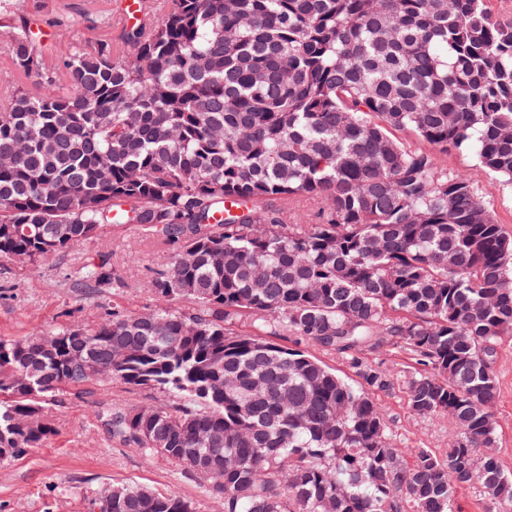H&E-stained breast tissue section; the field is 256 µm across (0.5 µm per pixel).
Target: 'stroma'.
Masks as SVG:
<instances>
[{"mask_svg":"<svg viewBox=\"0 0 512 512\" xmlns=\"http://www.w3.org/2000/svg\"><path fill=\"white\" fill-rule=\"evenodd\" d=\"M19 13L30 19L49 49L74 48L77 37L98 33L101 17H120L125 0H17ZM480 193L503 230L512 235V184L494 177L479 181ZM109 256L123 287L96 292L74 287L80 268ZM170 258L166 245L145 237L133 225L105 226L97 239L33 268L21 269L0 260V338H17L79 321L88 325L104 318L112 304L132 312L155 305L148 281ZM393 371L390 390L376 393L390 434L403 448H430L445 454L454 426L446 416L420 418L405 404V377L410 359L399 350L372 354ZM498 398L495 454L512 472V337L504 339L494 358ZM168 394L158 390L129 391L108 381L70 394L53 414L52 439L24 457L0 464V512H88L91 496L109 485L147 486L192 501L198 512H224L223 501L207 483L175 464L149 456L140 448L113 440L95 419L98 409L112 405H165Z\"/></svg>","mask_w":512,"mask_h":512,"instance_id":"stroma-1","label":"stroma"}]
</instances>
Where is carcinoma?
<instances>
[{
  "instance_id": "obj_1",
  "label": "carcinoma",
  "mask_w": 512,
  "mask_h": 512,
  "mask_svg": "<svg viewBox=\"0 0 512 512\" xmlns=\"http://www.w3.org/2000/svg\"><path fill=\"white\" fill-rule=\"evenodd\" d=\"M15 11L0 8V258L34 267L107 224L172 256L149 313L114 304L93 326L0 338V463L44 447L62 396L107 379L176 399L97 417L208 476L224 512H457L474 484L511 508L489 448L512 236L478 186L512 183V21L492 0H164L128 32L130 60L109 18L53 54ZM437 151L474 168L450 172ZM230 197L246 211L224 214ZM78 277L123 285L105 260ZM386 348L413 362L410 412L459 429L446 456L388 434L372 393L392 370L368 360ZM88 512L196 508L113 484Z\"/></svg>"
}]
</instances>
